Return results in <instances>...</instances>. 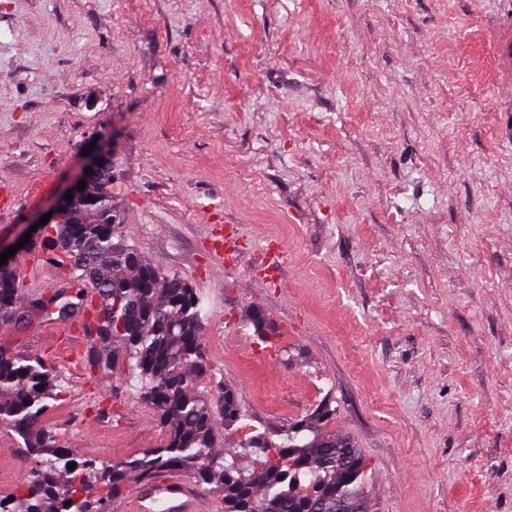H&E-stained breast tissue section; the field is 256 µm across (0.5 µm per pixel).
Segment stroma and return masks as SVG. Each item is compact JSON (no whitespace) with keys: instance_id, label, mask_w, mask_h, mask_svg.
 Returning a JSON list of instances; mask_svg holds the SVG:
<instances>
[{"instance_id":"1","label":"stroma","mask_w":512,"mask_h":512,"mask_svg":"<svg viewBox=\"0 0 512 512\" xmlns=\"http://www.w3.org/2000/svg\"><path fill=\"white\" fill-rule=\"evenodd\" d=\"M501 0H0V188L26 232L99 141L123 238L189 282L211 399L287 431L322 405L369 462L376 512H512V102L489 48ZM230 222L236 267L206 237ZM275 240L278 275L256 287ZM0 343L50 359L42 423L104 463L161 444L125 370L89 369L81 329L49 344L18 266ZM260 308L277 346L261 356Z\"/></svg>"}]
</instances>
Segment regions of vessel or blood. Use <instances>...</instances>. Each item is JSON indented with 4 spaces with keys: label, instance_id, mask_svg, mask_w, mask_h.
Segmentation results:
<instances>
[{
    "label": "vessel or blood",
    "instance_id": "1",
    "mask_svg": "<svg viewBox=\"0 0 512 512\" xmlns=\"http://www.w3.org/2000/svg\"><path fill=\"white\" fill-rule=\"evenodd\" d=\"M492 60L499 85L512 93V0H507L496 21ZM238 226L225 225L216 235L214 253L226 266L238 263L241 249ZM123 512H204L195 483L185 478L150 479L135 486L123 505Z\"/></svg>",
    "mask_w": 512,
    "mask_h": 512
}]
</instances>
